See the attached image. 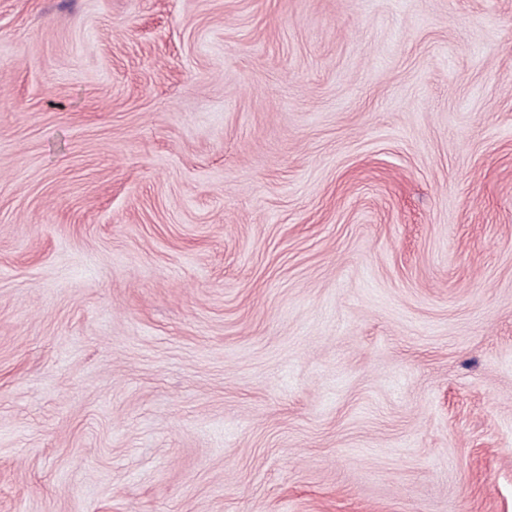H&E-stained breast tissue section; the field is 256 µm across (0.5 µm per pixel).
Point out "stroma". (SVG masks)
I'll return each mask as SVG.
<instances>
[{
    "mask_svg": "<svg viewBox=\"0 0 512 512\" xmlns=\"http://www.w3.org/2000/svg\"><path fill=\"white\" fill-rule=\"evenodd\" d=\"M0 512H512V0H0Z\"/></svg>",
    "mask_w": 512,
    "mask_h": 512,
    "instance_id": "stroma-1",
    "label": "stroma"
}]
</instances>
